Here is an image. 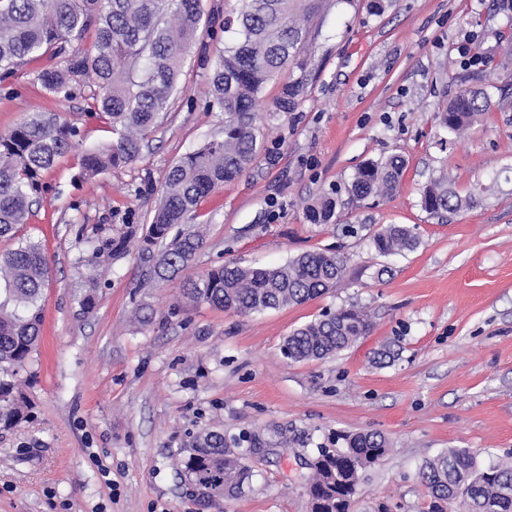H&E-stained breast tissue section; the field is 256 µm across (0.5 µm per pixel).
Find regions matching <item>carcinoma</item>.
<instances>
[{"label":"carcinoma","mask_w":512,"mask_h":512,"mask_svg":"<svg viewBox=\"0 0 512 512\" xmlns=\"http://www.w3.org/2000/svg\"><path fill=\"white\" fill-rule=\"evenodd\" d=\"M224 31L235 34L217 64L207 91L208 107L224 113V138H215L177 161L169 169L159 204L146 233H124L94 246L97 254L118 258L132 240L154 277L171 280L187 269L205 244L198 218L200 201L246 172L263 146L255 122V106L265 84L285 71L304 69L302 56L311 38V22L321 14L323 0H240ZM210 27L202 0H0V69L9 71L22 61L65 53L66 45L88 32L93 49L71 54L63 65L47 64L37 74L43 89L69 98L73 84L86 78L97 88L98 109L117 134L116 141L84 151L83 174L101 173L135 161L146 133L159 126L177 91L185 59L198 34ZM300 82L281 89L272 114L294 110ZM490 108L488 97L463 89L440 116V124L460 132ZM79 132L68 123L34 111L8 134L0 136V237H12L28 221L41 175L79 146ZM404 160L391 156L360 167L348 188L356 200L384 198L400 185ZM422 204L432 214L454 210L461 199L448 188V175L424 187ZM336 200L326 197L308 209L315 224L333 217ZM376 250L391 254L415 245L411 230L390 224L374 237ZM342 257L323 251L305 252L278 267H243L234 262L211 270L184 297L240 314L263 313L321 297L344 278ZM47 276L39 239L27 237L0 256V428L11 429L28 417L19 370L31 360L40 343V295ZM369 314L356 306L327 312L322 318L293 330L281 345L294 361L324 360L369 333ZM342 448H320L321 465L312 467L308 493L316 504L311 512H351L352 501L342 480L352 471L381 461L389 448L377 432L342 437ZM240 440L205 431L197 436L181 466L188 483L218 500L242 493L253 477L251 466L238 452ZM431 497L430 512H512V461L477 465L476 454L452 448L426 461L419 471Z\"/></svg>","instance_id":"carcinoma-1"}]
</instances>
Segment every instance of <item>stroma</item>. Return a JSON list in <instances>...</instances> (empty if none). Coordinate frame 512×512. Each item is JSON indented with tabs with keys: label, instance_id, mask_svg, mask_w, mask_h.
<instances>
[{
	"label": "stroma",
	"instance_id": "1",
	"mask_svg": "<svg viewBox=\"0 0 512 512\" xmlns=\"http://www.w3.org/2000/svg\"><path fill=\"white\" fill-rule=\"evenodd\" d=\"M212 20L183 63L181 92L130 164L87 179L81 151L41 180L40 201L19 234L44 246L48 277L42 338L20 371L32 408L0 429V512H201L179 463L193 437L282 432L281 444L246 453L249 485L224 512H310L307 483L319 448L339 432L377 431L391 452L360 478L352 512H429L421 463L450 448L477 460L512 456V9L500 0H327L294 70L293 112L271 109L282 82L255 108L277 158L258 154L236 181L198 206L206 243L187 275L235 262L276 267L312 250L346 264L331 292L261 314L189 303L181 281L150 278L136 254L94 255V241L152 220L169 168L224 134L203 107L239 0H203ZM483 61L465 65L462 47ZM39 63L0 71V135L33 110L80 131L83 148L115 141L95 90L46 93ZM483 90L491 107L461 134L438 114L459 89ZM399 155L401 184L384 199H351L356 169ZM447 173L473 204L432 215L429 177ZM339 189L334 218L314 224L311 204ZM409 227L414 250L383 256L375 234ZM104 270L89 284L88 260ZM92 293L95 306L80 305ZM367 310L371 332L338 355L294 362L286 336L324 311ZM152 319L140 325L138 308ZM391 349V358L377 356Z\"/></svg>",
	"mask_w": 512,
	"mask_h": 512
}]
</instances>
